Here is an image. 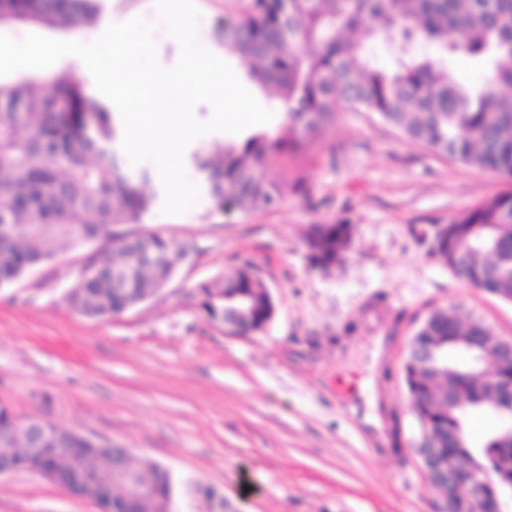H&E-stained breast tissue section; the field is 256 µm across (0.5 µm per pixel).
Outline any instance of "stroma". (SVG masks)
Masks as SVG:
<instances>
[{
    "label": "stroma",
    "mask_w": 512,
    "mask_h": 512,
    "mask_svg": "<svg viewBox=\"0 0 512 512\" xmlns=\"http://www.w3.org/2000/svg\"><path fill=\"white\" fill-rule=\"evenodd\" d=\"M197 42L223 55L217 23L238 0H195ZM89 43L113 23L153 28L161 66L180 45L154 0H97ZM301 174L303 194L268 211L221 206L208 192L180 216L160 207L142 228L197 253L154 297L110 317L71 309L86 249L59 252L0 289V403L130 448L216 488L237 512H434L437 495L413 448L418 425L402 380L411 338L445 308L512 338V303L464 286L416 230L445 224L512 184L423 145L376 116L340 111L319 144L269 179ZM352 224L339 263L312 269L309 225ZM251 261L275 304L272 321L225 334L200 307L198 285ZM375 412L398 443L370 442ZM0 512H99L30 472L0 477Z\"/></svg>",
    "instance_id": "1"
}]
</instances>
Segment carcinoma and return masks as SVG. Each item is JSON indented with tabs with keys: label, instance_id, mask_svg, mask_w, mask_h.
Masks as SVG:
<instances>
[{
	"label": "carcinoma",
	"instance_id": "cac0c4a2",
	"mask_svg": "<svg viewBox=\"0 0 512 512\" xmlns=\"http://www.w3.org/2000/svg\"><path fill=\"white\" fill-rule=\"evenodd\" d=\"M39 14L67 33L91 28L95 0H0V10ZM224 53L238 59L247 78L283 107L274 134L256 132L195 158L210 196L242 211L271 209L288 190H303L294 175L275 182L265 170L276 161L306 156L339 108L373 112L403 140L512 180V0H246L218 27ZM394 59L378 68L374 47ZM464 53L483 70L481 85L466 88L449 70ZM112 112L66 63L46 74L0 83V288L52 261L58 250L98 244L67 292L69 306L89 318L122 313L154 296L173 276L192 241L174 247L160 234L139 231L155 202L151 175H131L113 149ZM346 222L310 225L312 266L337 260L349 244ZM430 255L465 285L512 302V192L478 202L465 215L434 227ZM197 291L207 317L237 323L235 309H251L245 330L260 331L274 305L267 284L245 260L230 277ZM491 328L464 324L438 309L412 338L403 380L416 420L431 433L439 465L458 470L481 463L491 473L484 494L512 484V445L493 430L474 446L458 436L477 412L498 421L512 404L495 378L512 373V361L487 347ZM463 350L469 359L444 368L420 351ZM0 429L13 435L20 461L41 454L39 431L0 406ZM122 448L86 455L84 466L111 478ZM123 475L97 498L110 512H210L229 500L157 463L123 458ZM129 484L147 492L137 501Z\"/></svg>",
	"mask_w": 512,
	"mask_h": 512
}]
</instances>
